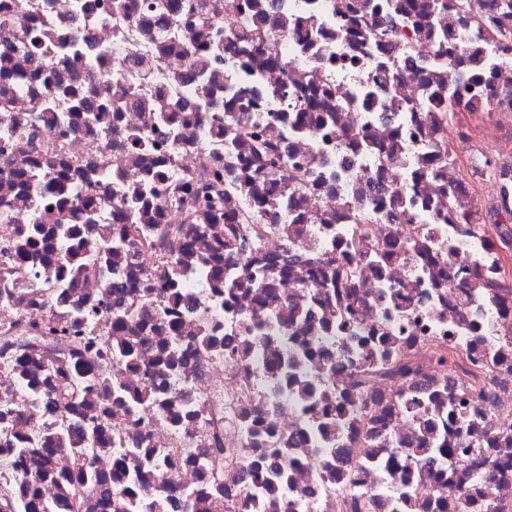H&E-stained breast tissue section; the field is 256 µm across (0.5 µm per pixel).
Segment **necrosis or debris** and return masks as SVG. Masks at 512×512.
Listing matches in <instances>:
<instances>
[{
    "mask_svg": "<svg viewBox=\"0 0 512 512\" xmlns=\"http://www.w3.org/2000/svg\"><path fill=\"white\" fill-rule=\"evenodd\" d=\"M363 2L276 0L288 28L267 24L250 82L232 51L210 49L240 31L236 0H182L184 15L211 14L199 33L158 0H0L12 42L0 44V486L34 488L54 512H116L114 499L96 489L74 495L62 478L80 469L110 478L123 466L136 500L163 503V512H381L379 500L402 479L416 501L453 510L483 497L492 474L507 484L495 512H512V448L426 468L396 447L417 426L393 404L411 388L407 378L376 377L363 420L347 429L342 455L331 454L324 410L302 413L297 382L282 383L269 365L300 351L301 373L317 385L353 383L347 364L324 372L335 343L293 323L304 307L335 321V290L297 268L274 270L268 290L225 285L246 267L264 274L292 247L310 252L318 270L333 260L356 267L362 354L419 350L432 388L471 382L474 363L501 357L471 408L484 414L485 439L512 434V292L494 307L460 290L476 270L501 279L497 227L512 223V9L468 0L478 24L466 27L459 0H447L442 46L408 17L384 21L385 38L369 34L350 12ZM51 25L55 48L19 50ZM73 39L81 52H69ZM325 86L332 96H322ZM73 89L84 94L78 112ZM51 95L55 106L40 110ZM153 101L166 105L162 122ZM452 110L464 118L453 130ZM254 126L287 153L285 164L260 167L239 146L240 130ZM217 170L229 195L219 211L203 191ZM40 171L53 176L52 193L17 179ZM247 181L254 192H235ZM454 183L480 200L481 231L449 208ZM293 191L313 202L300 220L282 203ZM137 193L146 201L134 208ZM395 194L420 205L391 224L403 249L374 271L362 257L380 226L359 216ZM232 210L258 216L239 225L237 258L217 240ZM130 224L142 228L134 243L124 235ZM32 225L41 230L34 245ZM427 234L437 241L428 258L411 249ZM258 322L286 328L285 340L252 360H225V345ZM450 333L463 359L445 375L423 353ZM132 341L134 359L121 354ZM369 416L386 439L379 452ZM61 428L64 441L44 453L43 439ZM272 437L297 440L283 484L253 478L273 460Z\"/></svg>",
    "mask_w": 512,
    "mask_h": 512,
    "instance_id": "necrosis-or-debris-1",
    "label": "necrosis or debris"
}]
</instances>
